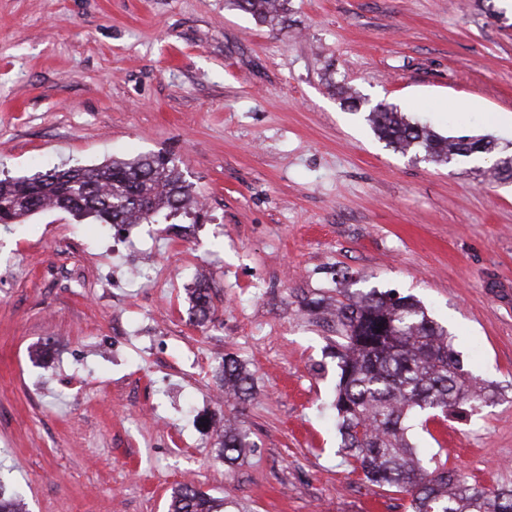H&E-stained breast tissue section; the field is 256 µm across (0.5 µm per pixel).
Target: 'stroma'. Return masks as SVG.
Here are the masks:
<instances>
[{"mask_svg": "<svg viewBox=\"0 0 512 512\" xmlns=\"http://www.w3.org/2000/svg\"><path fill=\"white\" fill-rule=\"evenodd\" d=\"M0 0V178L163 152L204 207L125 252L91 218L0 224V487L26 512H167L186 478L246 512H410L338 455L336 334L303 307L393 289L493 391L414 427L422 455L512 488V180L386 147L379 103L512 151V0ZM352 87L360 109L335 86ZM214 323L189 320L194 266ZM145 267L163 287L122 277ZM256 451L216 460L224 355ZM288 0H227L230 7L249 13L259 24L283 25ZM252 375L246 366L234 357H224V363L220 367L219 381L223 384L229 397L234 400H243L252 389Z\"/></svg>", "mask_w": 512, "mask_h": 512, "instance_id": "stroma-1", "label": "stroma"}]
</instances>
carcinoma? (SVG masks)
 Returning a JSON list of instances; mask_svg holds the SVG:
<instances>
[{
  "mask_svg": "<svg viewBox=\"0 0 512 512\" xmlns=\"http://www.w3.org/2000/svg\"><path fill=\"white\" fill-rule=\"evenodd\" d=\"M288 0H226L230 7L270 26L286 22ZM366 120L386 146L403 154L422 151L435 163L460 157L491 158L496 144L486 136H444L408 121L390 104L368 109ZM101 224H155L160 217L189 216L193 190L163 155L114 160L100 167L69 166L34 177L0 179V224H14L48 207ZM208 289L190 293L189 319L212 322ZM338 383L334 407L343 455L352 471L410 498L411 512H512V490L471 484L458 470L418 455L408 437L410 421L427 428L430 418L461 415L490 400L466 377L447 330L420 303L394 290L338 292L333 305ZM219 381L242 400L252 375L234 357L224 358ZM254 448L244 427H224L215 458L232 466ZM228 502L192 484L171 492L168 512H222Z\"/></svg>",
  "mask_w": 512,
  "mask_h": 512,
  "instance_id": "carcinoma-1",
  "label": "carcinoma"
}]
</instances>
